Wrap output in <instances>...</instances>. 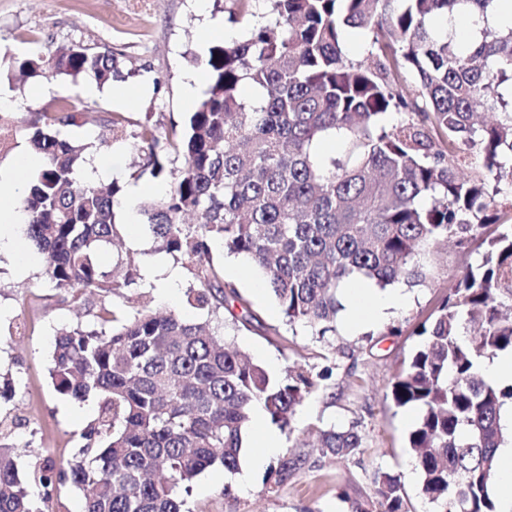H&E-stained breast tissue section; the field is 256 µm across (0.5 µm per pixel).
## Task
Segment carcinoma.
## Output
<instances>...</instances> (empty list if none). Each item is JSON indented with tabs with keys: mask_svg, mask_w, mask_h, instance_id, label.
<instances>
[{
	"mask_svg": "<svg viewBox=\"0 0 512 512\" xmlns=\"http://www.w3.org/2000/svg\"><path fill=\"white\" fill-rule=\"evenodd\" d=\"M244 34L211 47L209 86L181 131L162 133L122 113L92 117L77 101L30 121L26 140L43 159L19 202L22 229L60 301L80 308L94 297L143 285L138 262L117 257V280L101 254L119 239L115 207L123 186L83 174L92 147L132 143L147 150L142 170L170 177L160 200L139 205L158 250L190 267L184 293L202 322L140 305L99 306L91 325L61 328L50 376L55 390L99 400L81 448L59 465L34 467L28 490L16 445L0 431V512H44L58 485L83 493L85 512H188L181 491L205 469L238 470L254 402L270 422L291 426L296 409L326 387L332 368L293 367L273 378L226 341L225 316L250 322L249 301L222 279L211 244L263 269L283 322L323 340L336 334L341 290L364 278L380 288L422 286L421 256L451 239L480 258L469 264L417 333L422 341L386 397L419 419L407 448L433 512H497L489 489L502 466L504 405L512 384L490 383L480 362L512 352V26L488 22L496 0H268L250 11ZM461 3L482 17L479 41L460 46L443 23ZM366 58L350 59V35ZM109 48L60 46L15 60L28 77L112 81ZM416 78L407 88V76ZM390 114L400 116L385 124ZM16 133L0 108V150ZM326 139L340 156L319 150ZM473 157L479 174L461 168ZM180 165L167 167L171 161ZM245 312L240 317L235 309ZM363 436L319 431L270 466L265 484H288L312 457L345 459ZM379 512H411L399 478L374 476Z\"/></svg>",
	"mask_w": 512,
	"mask_h": 512,
	"instance_id": "obj_1",
	"label": "carcinoma"
}]
</instances>
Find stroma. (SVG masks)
Masks as SVG:
<instances>
[{"mask_svg":"<svg viewBox=\"0 0 512 512\" xmlns=\"http://www.w3.org/2000/svg\"><path fill=\"white\" fill-rule=\"evenodd\" d=\"M236 0H209L207 16H199L192 0H0V90L23 97L17 112L25 126L38 112L54 111L58 101H81L86 111L116 112L105 97H84L82 80L67 76L20 80L15 59L45 54L73 42L107 46L119 55V84L134 90L124 106L137 118H150L162 129L183 126L190 112L183 100V72L204 70L211 46L208 28L222 26L241 34ZM91 165L119 170L124 185L140 183L169 188V180L139 174L145 161L128 144L89 149ZM16 256L0 257V374L11 381L10 399H0V416L16 418L11 443L24 447L22 471L49 465L78 451L80 433L96 418L97 400L75 401L58 394L52 384V343L56 328L86 325L91 315L56 305L42 275V263L25 236L16 238ZM213 260L225 271L224 280L246 297L256 321L226 328L229 341L249 354L273 377L285 376L289 366L322 367L331 362L334 375L328 388L310 395L298 407L291 430L279 431L282 450L311 442L317 429L352 427L364 437L358 453L343 460L320 459L302 469L288 485L269 491L266 468L252 467L257 449H247L241 469L249 473L245 487L222 467L206 469L186 498L188 512H355L368 504L375 473L397 475L415 512H428L419 475L406 448V437L418 413L394 407L386 398L388 385L420 342L415 326L432 311L469 260L455 246L431 251L427 263L432 278L424 286H405L401 303L388 308L374 324L355 328L337 322L335 336L318 341L303 326L286 327L268 286H256L251 271L237 258L212 246ZM30 260L25 277L15 270V257ZM399 334H388L389 326ZM232 494H225V487Z\"/></svg>","mask_w":512,"mask_h":512,"instance_id":"1","label":"stroma"}]
</instances>
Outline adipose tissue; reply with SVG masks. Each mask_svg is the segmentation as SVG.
<instances>
[{
    "label": "adipose tissue",
    "instance_id": "1",
    "mask_svg": "<svg viewBox=\"0 0 512 512\" xmlns=\"http://www.w3.org/2000/svg\"><path fill=\"white\" fill-rule=\"evenodd\" d=\"M41 160L31 153L21 154L8 166L0 165V253H9L15 249L14 227L22 223L23 217L18 209V200L25 190L22 178L26 170L40 166ZM351 301L345 317L349 323L377 320L389 304L401 301L399 291H392L384 298L370 296L365 289L348 288Z\"/></svg>",
    "mask_w": 512,
    "mask_h": 512
}]
</instances>
